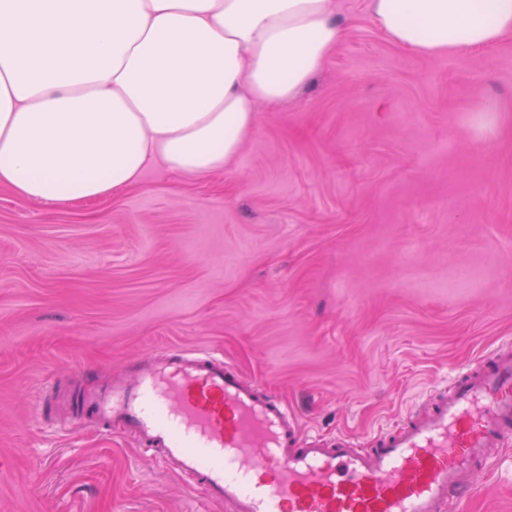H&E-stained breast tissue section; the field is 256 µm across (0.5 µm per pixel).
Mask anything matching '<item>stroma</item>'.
<instances>
[{"instance_id":"1","label":"stroma","mask_w":512,"mask_h":512,"mask_svg":"<svg viewBox=\"0 0 512 512\" xmlns=\"http://www.w3.org/2000/svg\"><path fill=\"white\" fill-rule=\"evenodd\" d=\"M337 4L335 53L223 171L0 185V512H231L74 409L144 356L217 353L364 448L512 344V37L424 60ZM463 507L512 512V439Z\"/></svg>"}]
</instances>
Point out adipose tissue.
Instances as JSON below:
<instances>
[{
	"label": "adipose tissue",
	"mask_w": 512,
	"mask_h": 512,
	"mask_svg": "<svg viewBox=\"0 0 512 512\" xmlns=\"http://www.w3.org/2000/svg\"><path fill=\"white\" fill-rule=\"evenodd\" d=\"M431 60L512 35V0H369ZM335 0H0V184L106 197L151 166L235 160L257 110L294 99L341 40Z\"/></svg>",
	"instance_id": "ef3b65f1"
}]
</instances>
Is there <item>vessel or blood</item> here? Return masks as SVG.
Wrapping results in <instances>:
<instances>
[{"label": "vessel or blood", "mask_w": 512, "mask_h": 512, "mask_svg": "<svg viewBox=\"0 0 512 512\" xmlns=\"http://www.w3.org/2000/svg\"><path fill=\"white\" fill-rule=\"evenodd\" d=\"M81 404L232 512H458L512 437V348L476 361L373 448L299 437L284 402L210 353L142 358Z\"/></svg>", "instance_id": "1"}]
</instances>
